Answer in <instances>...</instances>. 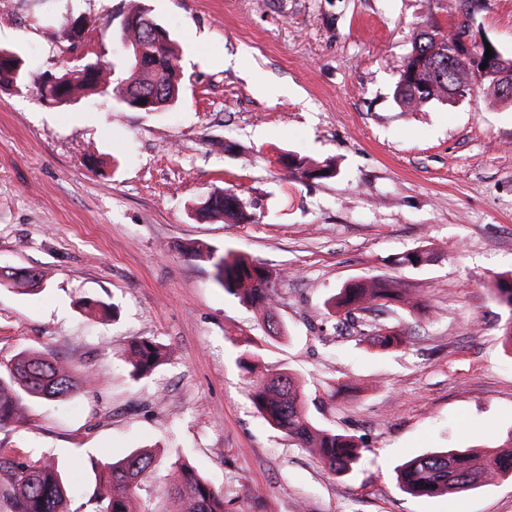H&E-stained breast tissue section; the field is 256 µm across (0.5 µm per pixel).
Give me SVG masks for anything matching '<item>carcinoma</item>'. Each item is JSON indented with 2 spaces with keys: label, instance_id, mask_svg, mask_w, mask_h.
<instances>
[{
  "label": "carcinoma",
  "instance_id": "obj_1",
  "mask_svg": "<svg viewBox=\"0 0 512 512\" xmlns=\"http://www.w3.org/2000/svg\"><path fill=\"white\" fill-rule=\"evenodd\" d=\"M117 40L131 46L126 71L116 73L99 61L74 64L41 80L40 99L50 105H66L81 94L108 96L115 111L127 110L129 98L147 93L153 96L150 112H161L180 97L182 78L179 50L168 30L158 36L145 17L141 0H122ZM437 33L417 35L413 50L426 55L416 57L407 67L410 78L395 83L393 98L401 107L417 111L433 101L450 100L448 91H461L471 98H502L490 83L477 84L464 66L448 65V47H435ZM0 91L25 87L28 72L24 59L11 48L0 47ZM288 168L306 178L330 177L333 164L294 157ZM247 201L227 191L214 193L199 209L208 219L244 222L252 218ZM204 258L215 270V281L224 291L254 308L267 327L269 336L283 335L274 317L275 288L272 272L263 263L231 251L215 256V251L191 252ZM43 274L35 268L0 270V285L41 287ZM494 301L512 308V272L493 276L488 283ZM402 298L409 308L416 304L406 297L397 281L366 278L348 283L325 302L331 317L355 312L376 313L392 307ZM367 343L388 350L402 343V337L390 326L375 322L363 333ZM168 355L165 346L144 338L130 343L127 364L136 378L149 375ZM257 352L248 350L238 366L248 379L249 398L254 408L285 436L303 448L311 449L337 474H347L360 460L361 449L349 434L319 427L312 419L297 378L290 372L253 379ZM82 381L66 363L38 352H22L0 371V429L25 419L23 397L63 398L78 392ZM159 461L147 449L106 462L97 475L99 490L93 500L95 512H151L142 507L139 492L153 478ZM512 475V453L495 451H440L418 455L403 463L397 471L398 487L414 496L433 497L477 489L496 478ZM167 492L177 508L171 512H226L224 493L185 462L174 461L165 474ZM70 488L64 480L61 463L51 456L38 458L14 448H0V512H72L68 507Z\"/></svg>",
  "mask_w": 512,
  "mask_h": 512
}]
</instances>
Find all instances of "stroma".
I'll return each mask as SVG.
<instances>
[{
	"instance_id": "obj_1",
	"label": "stroma",
	"mask_w": 512,
	"mask_h": 512,
	"mask_svg": "<svg viewBox=\"0 0 512 512\" xmlns=\"http://www.w3.org/2000/svg\"><path fill=\"white\" fill-rule=\"evenodd\" d=\"M182 47L183 91L159 113L118 112L95 95L62 107L33 84L0 91V269L33 267L40 290L0 286V366L23 351L66 361L84 387L30 399L0 447L50 452L94 512L101 463L135 448L184 458L225 494L228 512H512V479L465 494L399 490L402 462L442 448L512 451V309L487 282L512 271V106L486 98L407 112L393 99L419 30L473 32L512 55V0H142ZM121 0H8L0 45L35 81L96 59L122 68L111 28ZM86 43L63 51L67 19ZM296 153L334 160L331 178L295 180ZM251 204L248 224L200 219L217 189ZM203 243L276 276L268 336L224 292ZM421 250L415 267L401 256ZM391 277L419 308L381 315L404 344L379 351L325 302L344 284ZM112 305L98 318L84 303ZM142 337L170 360L135 379ZM295 374L311 414L354 435L361 463L331 473L251 405L237 364Z\"/></svg>"
}]
</instances>
